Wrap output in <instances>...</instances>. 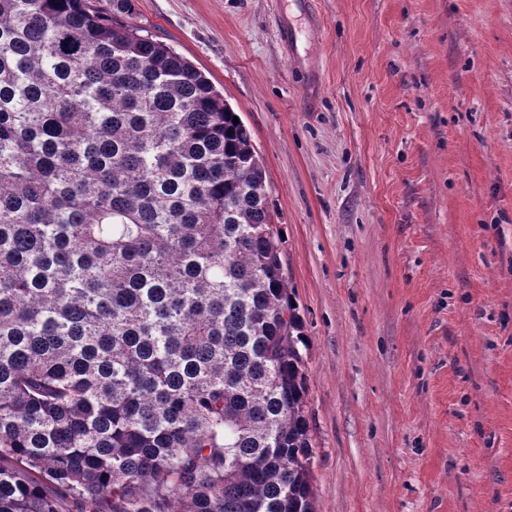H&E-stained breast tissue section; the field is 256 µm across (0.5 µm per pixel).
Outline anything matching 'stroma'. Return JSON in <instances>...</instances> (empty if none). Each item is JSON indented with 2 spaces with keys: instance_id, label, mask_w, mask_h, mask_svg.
I'll return each mask as SVG.
<instances>
[{
  "instance_id": "1",
  "label": "stroma",
  "mask_w": 512,
  "mask_h": 512,
  "mask_svg": "<svg viewBox=\"0 0 512 512\" xmlns=\"http://www.w3.org/2000/svg\"><path fill=\"white\" fill-rule=\"evenodd\" d=\"M134 0L250 130L317 512H512V0ZM305 34L297 55L278 27Z\"/></svg>"
}]
</instances>
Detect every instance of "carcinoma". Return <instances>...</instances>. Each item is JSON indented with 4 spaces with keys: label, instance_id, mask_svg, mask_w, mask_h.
I'll list each match as a JSON object with an SVG mask.
<instances>
[{
    "label": "carcinoma",
    "instance_id": "1",
    "mask_svg": "<svg viewBox=\"0 0 512 512\" xmlns=\"http://www.w3.org/2000/svg\"><path fill=\"white\" fill-rule=\"evenodd\" d=\"M134 0H0V512H317L266 169Z\"/></svg>",
    "mask_w": 512,
    "mask_h": 512
}]
</instances>
